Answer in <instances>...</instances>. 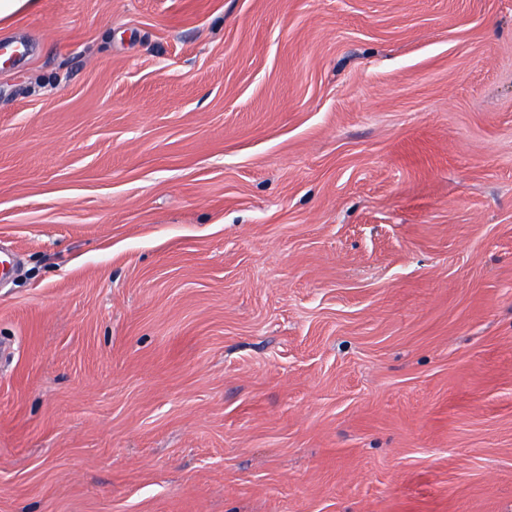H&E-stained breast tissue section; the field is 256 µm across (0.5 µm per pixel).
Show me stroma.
<instances>
[{"mask_svg":"<svg viewBox=\"0 0 512 512\" xmlns=\"http://www.w3.org/2000/svg\"><path fill=\"white\" fill-rule=\"evenodd\" d=\"M5 44L0 512H512V0Z\"/></svg>","mask_w":512,"mask_h":512,"instance_id":"stroma-1","label":"stroma"}]
</instances>
